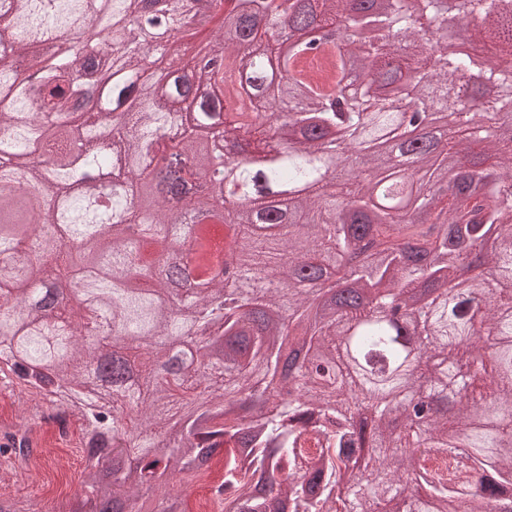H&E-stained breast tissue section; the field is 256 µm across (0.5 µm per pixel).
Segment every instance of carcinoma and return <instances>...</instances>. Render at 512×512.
Returning a JSON list of instances; mask_svg holds the SVG:
<instances>
[{"label": "carcinoma", "mask_w": 512, "mask_h": 512, "mask_svg": "<svg viewBox=\"0 0 512 512\" xmlns=\"http://www.w3.org/2000/svg\"><path fill=\"white\" fill-rule=\"evenodd\" d=\"M368 2L0 0V351L29 359L16 380L102 437L86 450L94 509L47 512H186L177 481L219 453L222 512H512V137L481 120L512 117V70L478 69L502 87L480 96L471 55L417 38L446 21L435 0ZM500 4L459 0L452 39L471 42L480 18L512 48ZM215 20L203 49L216 72L181 52ZM313 22L345 29L348 54L317 43ZM353 59L372 74L358 94ZM23 68L42 71L39 87ZM94 81L101 106L81 112ZM227 97L246 104L226 110ZM410 111L454 117L418 149L393 147L413 153L414 213L377 205L354 166ZM229 145L247 209H223V223L237 261L270 264L280 287L209 279L182 295L155 256L188 242L207 261L206 233L139 199L174 179L221 205L199 174ZM44 153L50 167L31 165ZM368 164L381 181L398 173ZM455 268L474 273L467 287L449 281ZM60 280L77 289L63 322ZM221 291L236 307L217 314L207 299ZM394 301L402 322L382 315ZM296 346L308 361L288 367ZM428 353L441 370H422ZM422 395L438 409L416 425ZM113 407L138 422L115 430ZM31 432L4 433L21 464ZM450 454L467 460L459 488Z\"/></svg>", "instance_id": "obj_1"}]
</instances>
